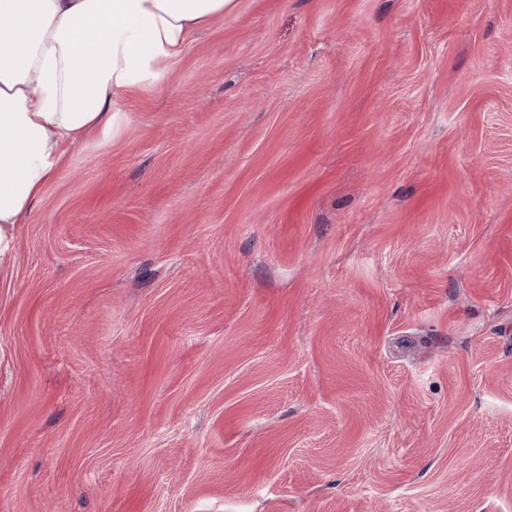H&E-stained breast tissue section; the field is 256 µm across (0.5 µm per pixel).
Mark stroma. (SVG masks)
<instances>
[{
	"instance_id": "stroma-1",
	"label": "stroma",
	"mask_w": 512,
	"mask_h": 512,
	"mask_svg": "<svg viewBox=\"0 0 512 512\" xmlns=\"http://www.w3.org/2000/svg\"><path fill=\"white\" fill-rule=\"evenodd\" d=\"M0 266V512H512V0H238Z\"/></svg>"
}]
</instances>
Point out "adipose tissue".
<instances>
[{
  "mask_svg": "<svg viewBox=\"0 0 512 512\" xmlns=\"http://www.w3.org/2000/svg\"><path fill=\"white\" fill-rule=\"evenodd\" d=\"M237 0H0V261L67 149Z\"/></svg>",
  "mask_w": 512,
  "mask_h": 512,
  "instance_id": "1",
  "label": "adipose tissue"
}]
</instances>
